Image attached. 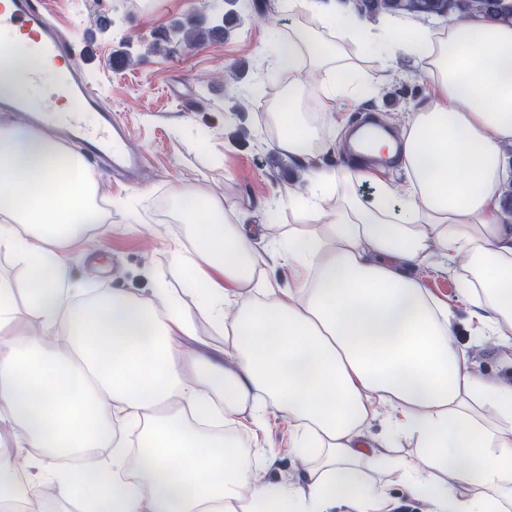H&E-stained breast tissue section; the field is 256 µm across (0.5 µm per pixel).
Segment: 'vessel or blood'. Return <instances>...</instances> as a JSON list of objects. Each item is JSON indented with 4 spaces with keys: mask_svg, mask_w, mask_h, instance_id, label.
<instances>
[{
    "mask_svg": "<svg viewBox=\"0 0 512 512\" xmlns=\"http://www.w3.org/2000/svg\"><path fill=\"white\" fill-rule=\"evenodd\" d=\"M8 3L7 23L33 33L43 55L65 64L64 90L70 107L63 112L52 109L37 111L25 97L18 96L0 99V112L25 113L28 126L34 128L58 127L65 140L78 143L76 156L82 165L100 162L109 170L135 177L141 168V158L127 143V128L113 123L111 111L102 113L97 128L85 124V112L99 105L98 94L85 79L83 63L60 30L46 17L39 0H8Z\"/></svg>",
    "mask_w": 512,
    "mask_h": 512,
    "instance_id": "1",
    "label": "vessel or blood"
}]
</instances>
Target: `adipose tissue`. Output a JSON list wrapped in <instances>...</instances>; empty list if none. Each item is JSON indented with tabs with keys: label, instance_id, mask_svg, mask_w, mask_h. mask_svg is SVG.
<instances>
[{
	"label": "adipose tissue",
	"instance_id": "ef3b65f1",
	"mask_svg": "<svg viewBox=\"0 0 512 512\" xmlns=\"http://www.w3.org/2000/svg\"><path fill=\"white\" fill-rule=\"evenodd\" d=\"M290 5L326 31L295 29L272 68L288 79L271 115L276 147L306 179L288 196L299 222L272 240L267 225L235 223L234 204L177 189L189 216L206 221L192 250L173 251L197 311L161 283L75 304L64 250L103 220L96 183L56 142L0 126V251L44 274L23 297L0 276V423L13 430L0 443V508L25 512L51 483L80 512H392L394 474L428 512H512V379L469 360L447 302L416 273L438 257L464 268L457 291L474 335L512 347V23L478 16L437 28L370 19L342 0ZM0 37V96L25 92L45 106L29 72L52 62L18 29ZM347 47L385 67L412 58L430 92L399 140L375 141L373 161L339 172L317 165L320 131L300 95L321 98L331 121L348 102L380 96ZM308 64L330 78L305 87ZM384 157L405 188L384 179ZM258 239L288 267L287 287L254 281ZM198 311L224 347H201ZM272 412L287 419L304 476L267 478L266 450L235 442L237 432L258 436ZM376 421L385 434L371 441ZM135 424L132 464L114 429Z\"/></svg>",
	"mask_w": 512,
	"mask_h": 512
}]
</instances>
